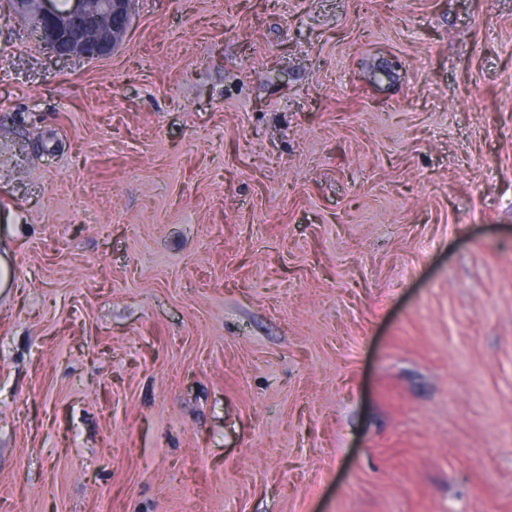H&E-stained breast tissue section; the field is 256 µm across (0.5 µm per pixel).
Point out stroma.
I'll list each match as a JSON object with an SVG mask.
<instances>
[{"mask_svg":"<svg viewBox=\"0 0 512 512\" xmlns=\"http://www.w3.org/2000/svg\"><path fill=\"white\" fill-rule=\"evenodd\" d=\"M0 512H512V0H0ZM135 0H9L12 13L28 21L41 44L60 58L102 59L123 41Z\"/></svg>","mask_w":512,"mask_h":512,"instance_id":"1","label":"stroma"}]
</instances>
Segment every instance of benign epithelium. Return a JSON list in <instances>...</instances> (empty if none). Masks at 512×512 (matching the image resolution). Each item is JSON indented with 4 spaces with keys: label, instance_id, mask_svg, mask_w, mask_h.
<instances>
[{
    "label": "benign epithelium",
    "instance_id": "obj_1",
    "mask_svg": "<svg viewBox=\"0 0 512 512\" xmlns=\"http://www.w3.org/2000/svg\"><path fill=\"white\" fill-rule=\"evenodd\" d=\"M134 0H9L12 13L28 21L41 44L60 57L102 59L123 41Z\"/></svg>",
    "mask_w": 512,
    "mask_h": 512
}]
</instances>
